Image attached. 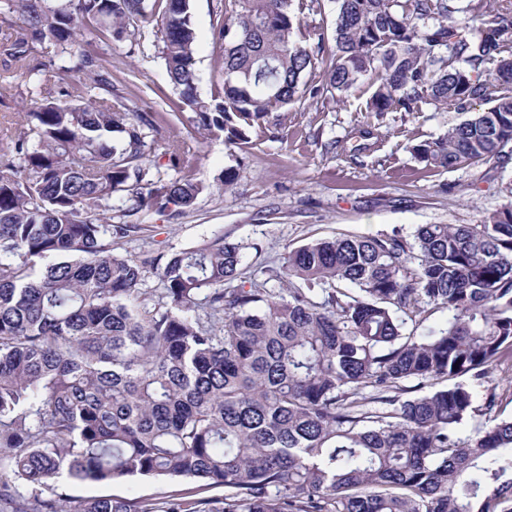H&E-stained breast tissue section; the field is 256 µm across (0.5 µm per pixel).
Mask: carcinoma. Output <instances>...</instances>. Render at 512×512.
I'll use <instances>...</instances> for the list:
<instances>
[{
	"label": "carcinoma",
	"mask_w": 512,
	"mask_h": 512,
	"mask_svg": "<svg viewBox=\"0 0 512 512\" xmlns=\"http://www.w3.org/2000/svg\"><path fill=\"white\" fill-rule=\"evenodd\" d=\"M336 3L326 91L373 71L379 115L486 101L413 153L444 170L508 161L512 9ZM149 15L196 132L239 148L273 133L323 52L295 38L294 0H224L219 81L203 98L190 0H0V22H21L0 45L15 65L0 95L43 97L0 153V512H512V418L485 386L512 358V205L421 224L412 242L315 240L261 283L222 233L168 256L117 253L141 227L113 210L188 209L203 191L184 138L164 140L176 176L153 170L158 115L123 103L112 60L82 39L133 42ZM47 40L59 54L34 62ZM48 67L62 102L45 96ZM149 267L157 296L141 288ZM438 309L446 324L420 331ZM135 476L186 487L70 502L54 486Z\"/></svg>",
	"instance_id": "carcinoma-1"
}]
</instances>
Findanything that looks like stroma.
Masks as SVG:
<instances>
[{
  "label": "stroma",
  "instance_id": "stroma-1",
  "mask_svg": "<svg viewBox=\"0 0 512 512\" xmlns=\"http://www.w3.org/2000/svg\"><path fill=\"white\" fill-rule=\"evenodd\" d=\"M335 0L304 12L299 37L309 48L324 45L305 76V95L281 109L276 138H254L250 148L225 145L223 138L198 139V160L191 172L204 191L193 207L145 210L131 216L145 231L120 243L121 253H175L216 232L245 248L246 272L281 261L288 250L340 235L401 232L412 237L421 224H475L482 216L512 203V162L466 164L455 170L425 168L413 153L421 141L437 137L465 119L455 108L424 106L419 112L368 111L371 76H364L342 100L322 94L328 51L334 50ZM196 32L197 85L210 96L224 53L214 31L224 19V0H191ZM161 34L155 21L141 23L136 41L101 43L112 58L116 92L139 112L164 118V136H184L192 113L172 90L160 56ZM367 128L374 147L353 155L352 135ZM235 182L225 186V171ZM56 490L71 499L97 496L154 499L164 485L148 480L109 483L60 479Z\"/></svg>",
  "mask_w": 512,
  "mask_h": 512
}]
</instances>
